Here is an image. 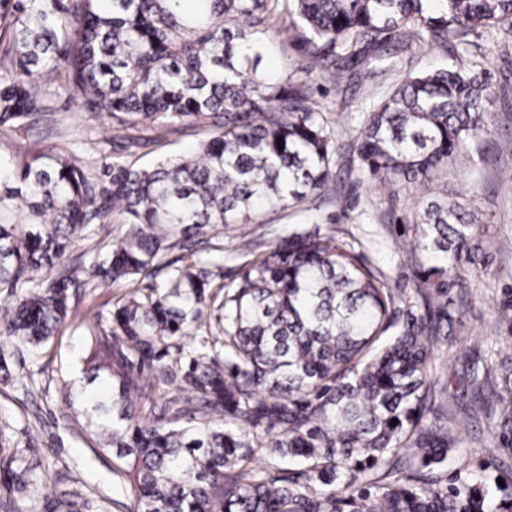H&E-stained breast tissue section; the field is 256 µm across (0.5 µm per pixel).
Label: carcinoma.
<instances>
[{
    "instance_id": "carcinoma-1",
    "label": "carcinoma",
    "mask_w": 512,
    "mask_h": 512,
    "mask_svg": "<svg viewBox=\"0 0 512 512\" xmlns=\"http://www.w3.org/2000/svg\"><path fill=\"white\" fill-rule=\"evenodd\" d=\"M286 13L305 70L340 83L398 53L512 31V0H0V144L63 92L116 140L207 128L195 150L137 167L58 147L0 153V338L37 352L76 319L65 261L112 217L125 230L81 254L90 284H135L171 250L209 243L215 226L258 208L299 205L333 179L335 140L307 81L258 69L268 25ZM488 62L399 70L357 131L360 170L411 245L415 296H394L360 252L318 226L294 229L251 261L237 288L207 265L166 264L88 326L81 372L111 391L70 384L84 422L133 512H499L477 472L438 475L458 436L435 402L433 345L461 322L465 287L485 257L472 203L440 193L450 166L474 170L495 135ZM283 148H278V143ZM224 309L202 330L204 309ZM473 384L489 408L494 460L512 451V363ZM396 424H391V420ZM52 474L0 448V486L28 512H76L77 494L44 500Z\"/></svg>"
}]
</instances>
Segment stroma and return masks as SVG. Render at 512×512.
<instances>
[{
  "instance_id": "35a3bbf8",
  "label": "stroma",
  "mask_w": 512,
  "mask_h": 512,
  "mask_svg": "<svg viewBox=\"0 0 512 512\" xmlns=\"http://www.w3.org/2000/svg\"><path fill=\"white\" fill-rule=\"evenodd\" d=\"M288 24L285 17L271 21L272 51L261 63L264 71L282 77L299 73L307 62L302 45L289 38ZM470 40L489 60L498 136L475 158L478 177L454 166L444 179L450 194L474 199L483 214L486 239V261L468 281L470 306L463 324L454 336L434 346L435 373L446 389L443 403L449 424L461 439L445 468L452 479L477 469V450L490 439L488 422L478 408L472 373L489 366V348L512 352V325L499 321L497 315L499 303L512 295V34L493 41L480 30ZM309 82L312 99L328 113L336 139L331 190L325 197H309L305 204L284 211H257L246 226L221 227L224 264L215 269L214 283L229 289L240 282L249 257L238 248L240 234L248 235L251 255L258 256L296 225L316 224L344 240L356 237L362 252L389 286L408 294L415 286V268L401 241L384 224L382 205L372 202L375 190L359 171L355 141L367 96L390 86L391 81L388 76L373 74L359 82L339 84L316 71ZM52 106L51 113L33 116L30 128L0 146V151L47 152L69 142L84 157L142 165L178 154L207 136L205 130L188 128L161 142L145 138L132 148L112 147L106 122L85 117L79 105L64 95L54 97ZM84 335L83 328H68L36 355L5 343L11 377L0 382V435L29 464L53 465L57 475L42 489L48 498L76 491L83 498L96 500L99 512H128L133 496L113 474L111 455L101 453L85 429L66 421V408L58 398L64 383L80 378L77 359ZM32 382L40 389L35 397L26 391Z\"/></svg>"
}]
</instances>
